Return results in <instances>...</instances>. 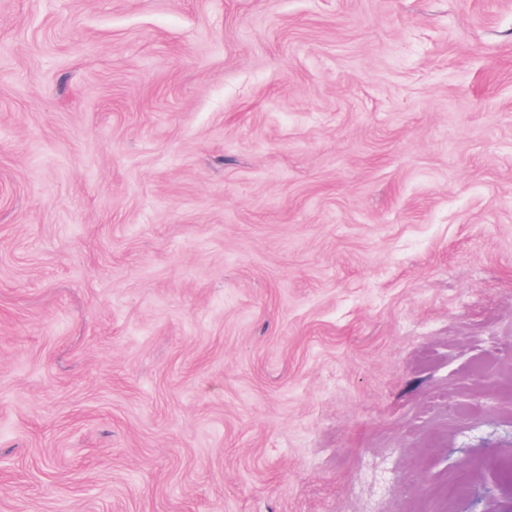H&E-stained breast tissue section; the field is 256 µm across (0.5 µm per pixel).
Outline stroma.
Listing matches in <instances>:
<instances>
[{"label": "stroma", "mask_w": 512, "mask_h": 512, "mask_svg": "<svg viewBox=\"0 0 512 512\" xmlns=\"http://www.w3.org/2000/svg\"><path fill=\"white\" fill-rule=\"evenodd\" d=\"M512 0H0V512H512Z\"/></svg>", "instance_id": "1"}]
</instances>
